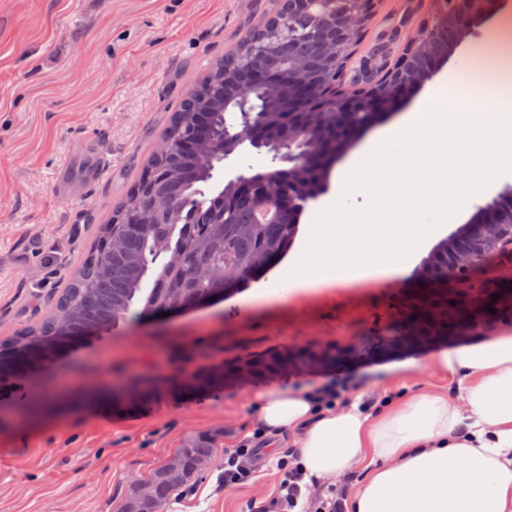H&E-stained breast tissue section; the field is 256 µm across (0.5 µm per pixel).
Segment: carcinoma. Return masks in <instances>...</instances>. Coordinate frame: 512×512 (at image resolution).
<instances>
[{"label":"carcinoma","mask_w":512,"mask_h":512,"mask_svg":"<svg viewBox=\"0 0 512 512\" xmlns=\"http://www.w3.org/2000/svg\"><path fill=\"white\" fill-rule=\"evenodd\" d=\"M335 12L333 0H311L292 13L280 6L262 42L242 39L231 55L186 93L170 120L163 148L151 155L125 202L102 225L96 246L52 311L4 341L0 375L25 374L44 380L57 347L67 338L105 331L132 318L150 266L160 258L161 270L145 295V310H170L225 289L234 274L240 276L233 285L238 289L271 257L288 252L306 205L325 191L329 153L371 124L368 112L342 116L310 111L320 101L321 85L332 78L329 65L336 46L325 42L318 31ZM472 28L465 23L461 0H449L423 38L400 49L405 61L399 80L424 81L435 61L447 56L448 49ZM267 68L275 69L281 79L246 91L257 110L252 138L269 150L286 145L304 163L282 170L275 181L266 180L265 172L254 174L259 188L252 191L228 182L207 198L201 186L212 179L215 164L240 147L241 126L227 122V115L237 109L239 74ZM266 196L281 197V210L275 222L258 224L254 214L264 208ZM483 225L482 217L475 216L464 232L445 240L425 260L416 287L403 298L402 314L390 335L413 342L407 332L408 313L423 302H432L438 315L448 317V297L456 295L455 289L435 291L424 273L448 281V256L459 255L468 258L470 266L455 270L453 281L458 285L471 279L494 254L480 247ZM466 293L461 314L471 319L487 314L484 289L468 288ZM333 360L326 350L270 351L246 364L255 375L264 376L297 362ZM218 447L210 434L184 442L172 459L131 486L122 512H163L174 493L205 470Z\"/></svg>","instance_id":"obj_1"}]
</instances>
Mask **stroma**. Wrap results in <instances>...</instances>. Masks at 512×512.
Instances as JSON below:
<instances>
[{
    "instance_id": "stroma-1",
    "label": "stroma",
    "mask_w": 512,
    "mask_h": 512,
    "mask_svg": "<svg viewBox=\"0 0 512 512\" xmlns=\"http://www.w3.org/2000/svg\"><path fill=\"white\" fill-rule=\"evenodd\" d=\"M278 7V0H0V339L44 318L161 143L187 89ZM434 10V0H379L369 30L400 23L411 36ZM506 10L512 0H494L485 21L439 69H457ZM98 158L106 169L93 181L88 170ZM273 167L271 153L241 146L217 164L204 191L214 194L236 175ZM510 189L508 177L485 185L456 223L442 225L420 247L403 274L249 303L233 293L189 313L141 314L71 344L52 367L59 407L33 412L45 391L40 379L6 383L0 512H115L131 484L200 433L218 436L223 450L164 512H245L278 484L269 462L247 485H219L224 449L260 424L257 393L320 385L333 377V365L240 378L205 391L178 384L130 403L113 402V391L132 379L178 382L187 371L270 350L377 343L423 261ZM434 353L431 347L412 352L417 368L399 376L384 366L401 353L380 355L375 365L350 373L348 388L459 397L456 382L429 368ZM90 371L99 376L96 384L86 382Z\"/></svg>"
}]
</instances>
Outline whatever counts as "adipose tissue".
<instances>
[{
	"instance_id": "obj_1",
	"label": "adipose tissue",
	"mask_w": 512,
	"mask_h": 512,
	"mask_svg": "<svg viewBox=\"0 0 512 512\" xmlns=\"http://www.w3.org/2000/svg\"><path fill=\"white\" fill-rule=\"evenodd\" d=\"M508 175L512 45L500 28L337 170L336 193L267 297L401 271L487 182ZM347 195L361 206L346 207ZM430 367L457 380L460 399L426 391L373 412L359 392L320 410L308 390L271 387L256 408L267 435L299 449L305 483L365 470L347 512H512V335L437 353Z\"/></svg>"
}]
</instances>
